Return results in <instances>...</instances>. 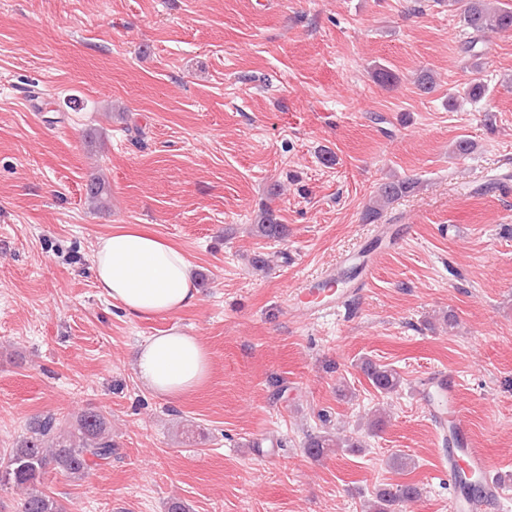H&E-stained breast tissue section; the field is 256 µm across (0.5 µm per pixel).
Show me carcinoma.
<instances>
[{
	"label": "carcinoma",
	"instance_id": "1",
	"mask_svg": "<svg viewBox=\"0 0 512 512\" xmlns=\"http://www.w3.org/2000/svg\"><path fill=\"white\" fill-rule=\"evenodd\" d=\"M455 8L463 25L474 33H483L493 27L500 31L512 30V7H499L489 12L486 0H448ZM89 200L96 209L107 207L109 191L98 176L89 178ZM416 188L411 180H397L382 184L370 198L363 218L374 221L389 204ZM256 236L275 241L288 238V225L280 222L270 207L264 208L254 225ZM360 371L381 394L399 391L401 378L395 369L369 358L362 360ZM309 454L319 458L330 449L358 451L362 441L352 435L334 436L328 432L308 436L305 442ZM114 443L110 422L101 411H84L67 422L48 413L33 418L17 439L15 446L0 456V487L10 486L20 492L19 512H61L57 500L39 490L49 473L60 474L70 480L83 479L88 471L112 459ZM420 496L413 484L389 485L377 490L366 505L367 512H396V507L412 502Z\"/></svg>",
	"mask_w": 512,
	"mask_h": 512
}]
</instances>
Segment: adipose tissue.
<instances>
[{"instance_id":"ef3b65f1","label":"adipose tissue","mask_w":512,"mask_h":512,"mask_svg":"<svg viewBox=\"0 0 512 512\" xmlns=\"http://www.w3.org/2000/svg\"><path fill=\"white\" fill-rule=\"evenodd\" d=\"M93 271L101 295L132 319L167 315L199 299L189 256L136 225L97 239ZM131 359L149 391L173 400L201 386L211 369L200 337L178 327L147 337Z\"/></svg>"}]
</instances>
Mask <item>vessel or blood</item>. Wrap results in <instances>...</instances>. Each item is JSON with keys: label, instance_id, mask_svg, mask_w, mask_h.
Segmentation results:
<instances>
[{"label": "vessel or blood", "instance_id": "obj_1", "mask_svg": "<svg viewBox=\"0 0 512 512\" xmlns=\"http://www.w3.org/2000/svg\"><path fill=\"white\" fill-rule=\"evenodd\" d=\"M360 289L357 283L352 288H344L338 271L328 269L294 289L292 304L310 313L337 310L343 306L350 292ZM420 391L424 405L440 426L445 444L439 466L447 475L451 490L448 512H482L485 504L499 499L501 486L490 478V463L483 450L474 447L468 425L459 413L456 382L446 372L437 371L422 379ZM476 473L486 476L479 492L464 490L462 476Z\"/></svg>", "mask_w": 512, "mask_h": 512}]
</instances>
